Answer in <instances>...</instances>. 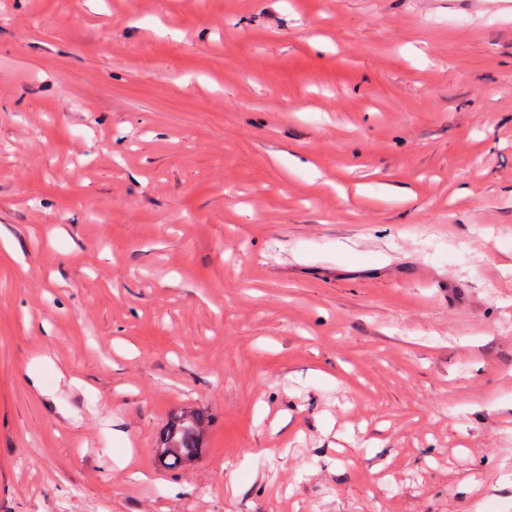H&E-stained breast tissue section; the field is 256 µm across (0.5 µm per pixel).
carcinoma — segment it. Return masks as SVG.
Wrapping results in <instances>:
<instances>
[{
  "label": "carcinoma",
  "instance_id": "carcinoma-1",
  "mask_svg": "<svg viewBox=\"0 0 512 512\" xmlns=\"http://www.w3.org/2000/svg\"><path fill=\"white\" fill-rule=\"evenodd\" d=\"M209 426L208 416L194 409L172 414L156 439V463L169 471L184 467L203 448Z\"/></svg>",
  "mask_w": 512,
  "mask_h": 512
}]
</instances>
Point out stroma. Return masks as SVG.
Segmentation results:
<instances>
[{
    "mask_svg": "<svg viewBox=\"0 0 512 512\" xmlns=\"http://www.w3.org/2000/svg\"><path fill=\"white\" fill-rule=\"evenodd\" d=\"M0 512H512V0H0ZM209 426L208 416L194 409L172 414L156 439V463L169 471L184 467L203 448Z\"/></svg>",
    "mask_w": 512,
    "mask_h": 512,
    "instance_id": "1",
    "label": "stroma"
}]
</instances>
